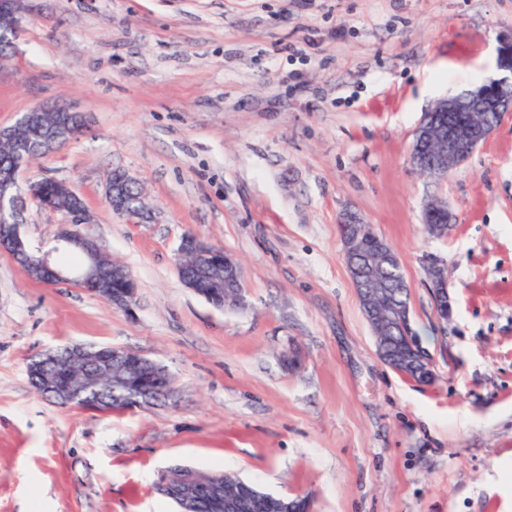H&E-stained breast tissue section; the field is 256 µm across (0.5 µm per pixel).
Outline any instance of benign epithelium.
Here are the masks:
<instances>
[{
    "label": "benign epithelium",
    "instance_id": "obj_1",
    "mask_svg": "<svg viewBox=\"0 0 512 512\" xmlns=\"http://www.w3.org/2000/svg\"><path fill=\"white\" fill-rule=\"evenodd\" d=\"M26 15V0H0V23H4L9 41H14L22 28ZM496 76L486 84H480L462 96H451L438 100L424 112L413 132L411 163L422 174L441 181L448 172L462 165L476 148L490 135L495 124L485 118V113L501 116L512 111V33L498 39ZM84 113L68 107L37 104L11 125L0 127V146H7L14 158V167L6 177H0V222L8 223V215L30 203L32 195L20 193L19 178L35 158H44L67 144L84 129ZM73 203L66 212L67 224L57 234V246L38 251L32 256L25 247L17 243L14 231L0 229V251L8 253L23 267L28 275L38 281L44 276L73 281L81 286L92 287V293L103 295L109 304L128 308L133 301L136 282L128 270H106L101 264L102 250L94 239L84 237L76 230L77 224H89L91 215L84 208L82 199L69 182L59 181ZM135 185L134 179L123 169L116 168L108 182L106 202L112 212L137 222L151 218L148 208L131 210L125 207V191ZM426 216L439 219L442 235H447L450 225L456 223L447 201L438 196H428L422 206ZM345 228L341 235L343 257L348 268L354 267L355 259L362 261L363 269L357 278V291L363 313L375 337L391 336L398 331L404 336L400 350L388 353L377 349L380 360L389 368L404 374L408 363L419 365L416 377L427 382L434 376L433 361L413 340L410 317L407 311L390 306L386 300L378 301L366 282L385 284L381 277L386 258L375 250H363L364 241L374 237L372 225L364 222L356 212L346 211L340 217ZM78 251L84 261L73 272L60 266L55 258L59 252ZM430 271L429 288L437 303L439 317L448 319V290L445 267L438 259L425 258ZM183 284L195 294L207 299L217 308L224 307V291H230L236 302L243 299V274L237 260L224 250L207 244L194 236L183 238L177 263ZM68 366L58 363L55 352L45 351L31 359L28 367L33 382L43 395L61 405H88L98 412H110L112 407L104 405L99 389L92 383L80 388L72 385L70 370L88 367L86 346L75 344L66 347ZM155 363L144 355L119 348L101 351L94 368L107 373L114 384L131 389L134 397L127 408H146L169 401L173 386L157 385L149 376ZM230 475L211 482L209 507L212 512H249L253 494L250 489L237 485L236 493L224 495V482ZM157 487L166 491L177 504L178 512H194L200 489L196 488L193 473H187L178 482H172L167 473L159 474ZM267 512H309V503L302 498L266 497Z\"/></svg>",
    "mask_w": 512,
    "mask_h": 512
}]
</instances>
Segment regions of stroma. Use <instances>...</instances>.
Segmentation results:
<instances>
[{"label": "stroma", "instance_id": "stroma-1", "mask_svg": "<svg viewBox=\"0 0 512 512\" xmlns=\"http://www.w3.org/2000/svg\"><path fill=\"white\" fill-rule=\"evenodd\" d=\"M512 0H27L0 58V125L38 103L87 130L27 169L69 181L81 235L130 270L115 308L0 252V512H175L168 466L233 472L311 512H512V112L434 182L410 160L440 98L495 71ZM154 222L113 214L114 168ZM456 215L431 237L423 200ZM347 210L398 252L434 378L384 365L343 254ZM51 245L67 218L28 206ZM193 234L243 267L216 308L176 258ZM448 266L440 319L421 259ZM74 343L166 367V405H57L27 372Z\"/></svg>", "mask_w": 512, "mask_h": 512}]
</instances>
